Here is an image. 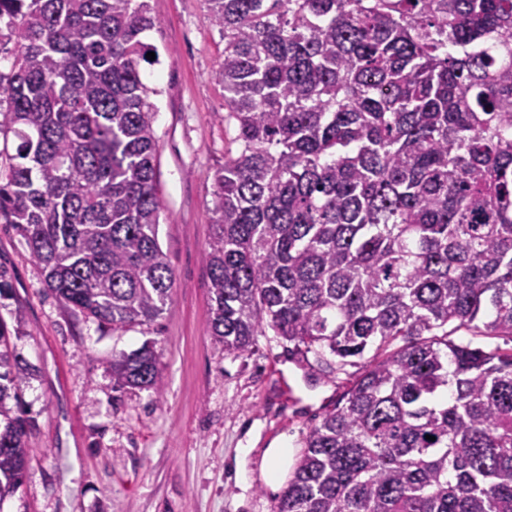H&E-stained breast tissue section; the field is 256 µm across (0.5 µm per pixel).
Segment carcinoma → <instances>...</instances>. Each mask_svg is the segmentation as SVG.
<instances>
[{
  "label": "carcinoma",
  "instance_id": "obj_1",
  "mask_svg": "<svg viewBox=\"0 0 512 512\" xmlns=\"http://www.w3.org/2000/svg\"><path fill=\"white\" fill-rule=\"evenodd\" d=\"M235 150L214 176L209 328L319 370L372 353L273 512H512V0H207ZM147 0H0V223L115 328L172 300ZM0 319V501L30 366ZM113 388L163 391L146 343ZM433 436L430 441L426 436Z\"/></svg>",
  "mask_w": 512,
  "mask_h": 512
}]
</instances>
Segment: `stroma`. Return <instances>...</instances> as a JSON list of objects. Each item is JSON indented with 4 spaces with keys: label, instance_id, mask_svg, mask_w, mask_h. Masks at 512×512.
<instances>
[{
    "label": "stroma",
    "instance_id": "1",
    "mask_svg": "<svg viewBox=\"0 0 512 512\" xmlns=\"http://www.w3.org/2000/svg\"><path fill=\"white\" fill-rule=\"evenodd\" d=\"M146 40L159 53L142 80L156 99L159 242L173 270L158 319L122 329L66 307L10 225L0 223V266L10 291L0 319L21 321L16 351L35 368L23 404L35 426L24 482L0 512H272L281 487L261 476L265 448L305 437L357 372L312 369L273 335L245 356L225 353L209 329L204 252L212 234L213 178L231 147L224 88L215 76L224 38L207 0H148ZM152 342L164 388L115 390L111 362ZM248 449L249 484L236 469Z\"/></svg>",
    "mask_w": 512,
    "mask_h": 512
}]
</instances>
